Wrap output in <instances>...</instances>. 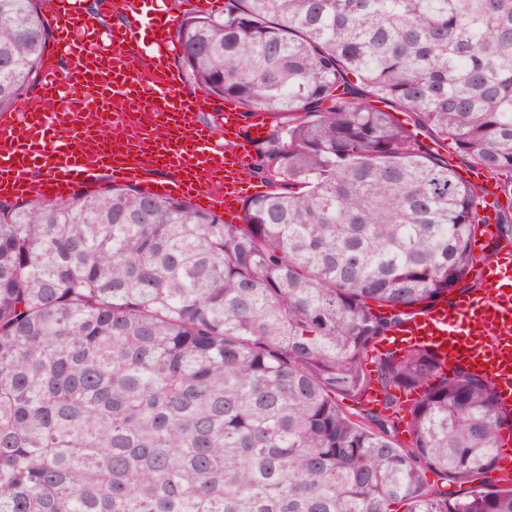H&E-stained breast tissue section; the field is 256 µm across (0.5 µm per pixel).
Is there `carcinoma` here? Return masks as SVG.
Returning a JSON list of instances; mask_svg holds the SVG:
<instances>
[{
	"mask_svg": "<svg viewBox=\"0 0 512 512\" xmlns=\"http://www.w3.org/2000/svg\"><path fill=\"white\" fill-rule=\"evenodd\" d=\"M37 2L0 0V112ZM176 36L278 119L270 191L241 224L128 185L0 201V512H512L492 381L375 354L487 259L478 186L418 136L497 182L512 239V0H228Z\"/></svg>",
	"mask_w": 512,
	"mask_h": 512,
	"instance_id": "cac0c4a2",
	"label": "carcinoma"
}]
</instances>
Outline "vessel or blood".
<instances>
[{"instance_id":"1","label":"vessel or blood","mask_w":512,"mask_h":512,"mask_svg":"<svg viewBox=\"0 0 512 512\" xmlns=\"http://www.w3.org/2000/svg\"><path fill=\"white\" fill-rule=\"evenodd\" d=\"M53 50L38 92L0 117V195L68 200L75 186L108 174L130 182L162 173V194L235 220L251 151L267 134L243 122L235 104L187 89L171 63L176 16L148 0H110L119 24L99 31L83 0H43ZM222 113L216 139L200 113ZM475 254L494 252L483 290H462L409 316L381 352L431 353L440 372L489 377L502 410H512V245L482 225Z\"/></svg>"}]
</instances>
